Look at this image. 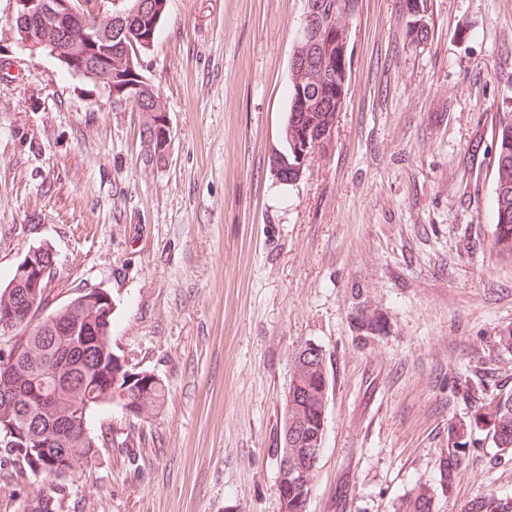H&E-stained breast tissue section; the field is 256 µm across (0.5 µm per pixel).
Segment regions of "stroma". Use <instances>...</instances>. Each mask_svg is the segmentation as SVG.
<instances>
[{"label": "stroma", "instance_id": "obj_1", "mask_svg": "<svg viewBox=\"0 0 512 512\" xmlns=\"http://www.w3.org/2000/svg\"><path fill=\"white\" fill-rule=\"evenodd\" d=\"M0 0V282L54 254L51 306L112 298V346L169 396L144 421L106 406L107 441L64 512H280L274 455L290 357L330 377L308 512H394L437 486L453 380H512V262L491 248L493 129L512 112V0H359L331 152L294 185L269 165L305 0H167L141 58L171 145L143 158L142 113L31 53ZM385 329L357 331L360 312ZM512 496V456L471 448L442 512Z\"/></svg>", "mask_w": 512, "mask_h": 512}]
</instances>
